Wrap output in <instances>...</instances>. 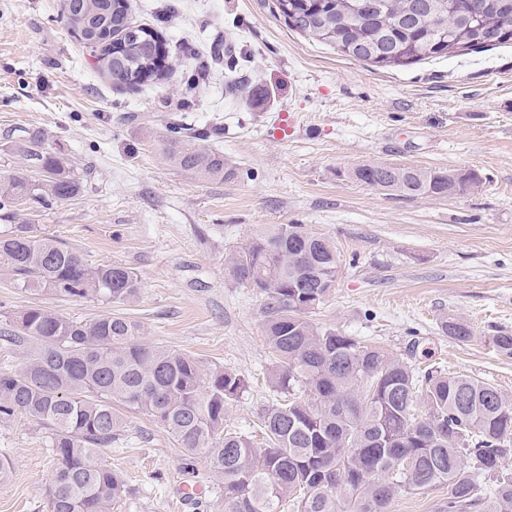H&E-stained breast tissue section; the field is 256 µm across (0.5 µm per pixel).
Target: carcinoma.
Returning a JSON list of instances; mask_svg holds the SVG:
<instances>
[{"label": "carcinoma", "mask_w": 512, "mask_h": 512, "mask_svg": "<svg viewBox=\"0 0 512 512\" xmlns=\"http://www.w3.org/2000/svg\"><path fill=\"white\" fill-rule=\"evenodd\" d=\"M290 27L346 56L380 37L392 45L383 68L512 43V0H436L414 15L413 0H276ZM62 15L97 70L117 88L168 81L159 32L128 17L127 0H63ZM166 158L206 181L234 175L207 141L220 130L168 128ZM36 177L0 179V269L25 292L128 303L141 288L123 265L91 266L34 224L13 223L31 200L42 207L73 199L82 181L71 159L38 132L15 146ZM370 162L352 177L389 195L447 196L478 187L475 171L418 167L382 176ZM339 262L335 244L305 224L263 225L230 254L239 284L267 296L263 336L268 379L282 399L261 415L265 442L224 427L226 406L246 388L228 368L138 341L140 322L106 311L88 320L36 305L15 316L0 340L22 348V362L0 371V419L20 413L43 429L56 466L50 512H112L124 478L96 460L123 428L117 407L168 429L187 461L205 459L224 487V512H388L394 495L447 489L435 512H512V401L493 384L438 369L418 370L356 336L308 318L330 294ZM443 333L466 341L454 315ZM512 358V334L489 337ZM424 414L416 412L417 406Z\"/></svg>", "instance_id": "carcinoma-1"}]
</instances>
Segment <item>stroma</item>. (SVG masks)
I'll return each instance as SVG.
<instances>
[{
  "label": "stroma",
  "instance_id": "obj_1",
  "mask_svg": "<svg viewBox=\"0 0 512 512\" xmlns=\"http://www.w3.org/2000/svg\"><path fill=\"white\" fill-rule=\"evenodd\" d=\"M62 0H0V177L28 170L14 146L38 131L83 180L81 194L17 222L65 243L89 265L120 264L141 280L137 299L24 292L0 274V326L41 305L71 318L133 317L142 343L237 372L246 389L228 405V429L258 433L276 399L262 339L265 297L228 274L231 250L262 224H305L333 240L340 273L312 321L338 328L410 365L496 384L512 398V359L487 338L512 333V44L396 69L341 55L287 26L274 0H131L135 22L157 27L167 82L115 89L62 20ZM233 44L215 61L212 43ZM206 62L196 88L179 68L183 46ZM260 86L255 101L243 83ZM288 116L293 132L268 130ZM174 121L217 124L214 145L237 168L210 182L164 153ZM368 162L475 170L479 187L406 199L352 178ZM453 314L473 335L460 342L439 321ZM125 427L100 461L128 486L113 512H224L221 483L203 460L186 466L176 438L123 410ZM12 474L0 512H49L54 461L47 433L23 415L0 420Z\"/></svg>",
  "mask_w": 512,
  "mask_h": 512
}]
</instances>
